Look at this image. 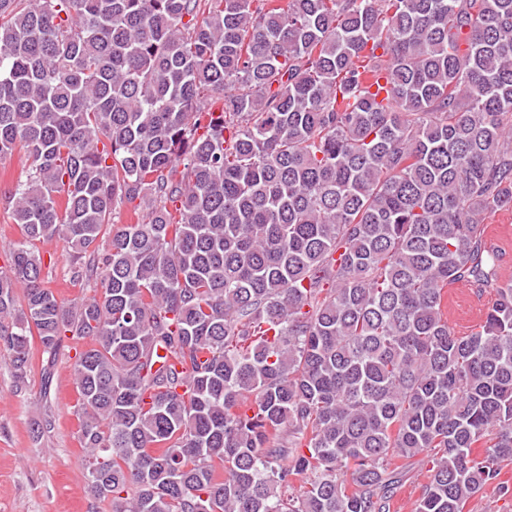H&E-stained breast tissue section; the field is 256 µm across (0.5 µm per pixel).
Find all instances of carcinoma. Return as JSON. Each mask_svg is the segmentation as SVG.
Wrapping results in <instances>:
<instances>
[{
    "label": "carcinoma",
    "instance_id": "obj_1",
    "mask_svg": "<svg viewBox=\"0 0 512 512\" xmlns=\"http://www.w3.org/2000/svg\"><path fill=\"white\" fill-rule=\"evenodd\" d=\"M18 148L0 342L18 385L81 345L112 512H391L429 451L417 512L512 498V0H0ZM56 238L99 293L46 286ZM456 283L497 293L466 336ZM500 238L501 247L496 249L489 246V240ZM484 239L498 257V275L501 283L512 282V210H501L492 214L484 223ZM510 248V249H509ZM510 257V258H509ZM509 264L506 266V263ZM506 267H511L510 277L504 273Z\"/></svg>",
    "mask_w": 512,
    "mask_h": 512
}]
</instances>
